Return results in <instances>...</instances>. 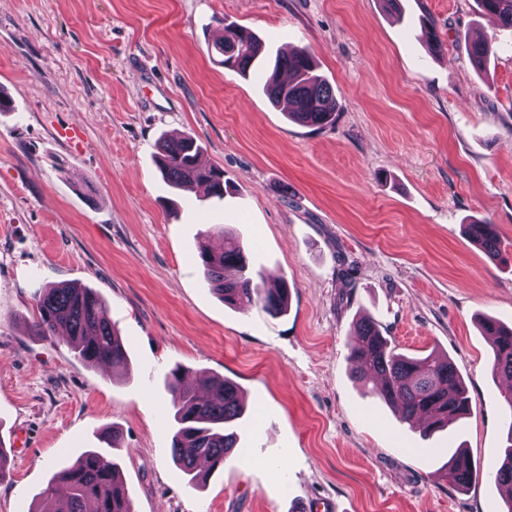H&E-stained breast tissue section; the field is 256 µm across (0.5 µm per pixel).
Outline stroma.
Masks as SVG:
<instances>
[{
    "label": "stroma",
    "mask_w": 512,
    "mask_h": 512,
    "mask_svg": "<svg viewBox=\"0 0 512 512\" xmlns=\"http://www.w3.org/2000/svg\"><path fill=\"white\" fill-rule=\"evenodd\" d=\"M0 0V512H41L53 474L90 448L119 459L133 512H505L488 471L506 440L503 377L478 321L512 324V32L474 0ZM443 43L430 55L421 19ZM269 56L308 47L333 126L288 119L256 74L211 51L219 19ZM460 31L491 37L476 71ZM192 135L230 192L172 189L164 136ZM496 224L508 265L466 233ZM225 225L290 288L286 315L224 305L200 241ZM94 289L129 370L29 333L45 287ZM369 315L401 352L448 356L468 415L430 437L366 395L347 355ZM242 390L240 457L200 487L172 458L166 374ZM114 433V447L100 437ZM463 448L466 489L444 468Z\"/></svg>",
    "instance_id": "stroma-1"
}]
</instances>
